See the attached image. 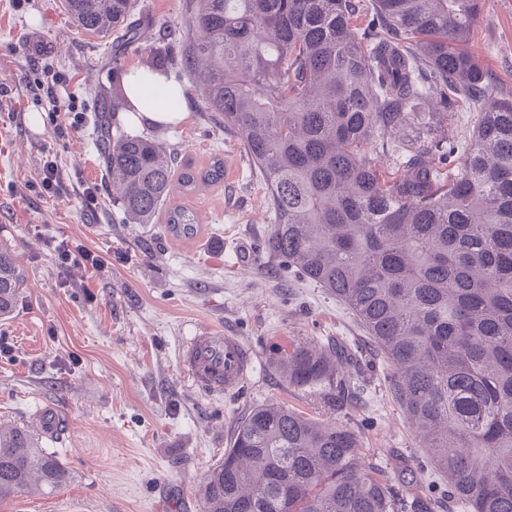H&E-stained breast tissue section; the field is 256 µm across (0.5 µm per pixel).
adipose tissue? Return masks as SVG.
<instances>
[{"instance_id":"adipose-tissue-1","label":"adipose tissue","mask_w":512,"mask_h":512,"mask_svg":"<svg viewBox=\"0 0 512 512\" xmlns=\"http://www.w3.org/2000/svg\"><path fill=\"white\" fill-rule=\"evenodd\" d=\"M166 84L167 98L163 101L148 102L143 95L146 82ZM125 96L134 105L137 115V124L157 125L160 123H174L184 117L182 103L185 99L184 89L174 82H167L165 76L160 74L146 75L143 70L129 69L121 80Z\"/></svg>"}]
</instances>
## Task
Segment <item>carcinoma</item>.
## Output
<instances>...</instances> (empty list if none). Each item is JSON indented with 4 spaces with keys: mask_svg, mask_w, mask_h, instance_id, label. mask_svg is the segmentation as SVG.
I'll return each instance as SVG.
<instances>
[{
    "mask_svg": "<svg viewBox=\"0 0 512 512\" xmlns=\"http://www.w3.org/2000/svg\"><path fill=\"white\" fill-rule=\"evenodd\" d=\"M186 61L206 107L232 130L265 180L275 216L269 250L346 305L389 369V386L448 480L462 512H512V94L469 49L483 0H190ZM77 26L106 35L132 0H66ZM442 111L421 106L431 92ZM479 108L457 172L448 113ZM414 126L418 135L397 140ZM97 137L130 224L194 231L166 206L224 179L157 140ZM376 145L402 158L384 178ZM0 250V319L22 292ZM302 343L280 360L288 384L326 385L346 410L360 391L342 361ZM64 468L18 429L0 430V502ZM204 512H435L359 454L343 425L277 404L252 408L205 478Z\"/></svg>",
    "mask_w": 512,
    "mask_h": 512,
    "instance_id": "cac0c4a2",
    "label": "carcinoma"
}]
</instances>
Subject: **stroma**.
Masks as SVG:
<instances>
[{
  "label": "stroma",
  "mask_w": 512,
  "mask_h": 512,
  "mask_svg": "<svg viewBox=\"0 0 512 512\" xmlns=\"http://www.w3.org/2000/svg\"><path fill=\"white\" fill-rule=\"evenodd\" d=\"M187 0H133L129 20L142 33L100 36L76 27L64 0H0V247L25 280L14 314L0 321V424L25 428L58 459L64 483L0 503V512H204L199 494L222 461L247 412L279 404L354 430L367 464L390 480L414 473L411 492L452 512L448 483L390 390L387 366L351 310L266 248L274 224L268 188L232 132L206 109L192 85L183 51ZM38 29L55 44L33 57L25 36ZM471 50L512 92V0H484ZM154 51L185 88V116L173 125L133 123L117 112L113 134L159 139L196 169L224 161L221 183L175 193L189 208L197 235L172 240L163 223H127L112 200L97 145L105 99L119 92L128 68ZM76 81L65 116L74 137L59 135L46 98L30 83ZM57 163L59 193H44L47 160ZM93 188L98 204L84 209ZM112 257L99 273L71 268L60 278V243ZM209 322L240 336L255 368L240 391L199 394L184 379L178 351L195 324ZM354 351L364 384L359 405L336 411L321 389L289 386L278 362L296 342ZM57 425L41 427L43 413Z\"/></svg>",
  "instance_id": "obj_1"
}]
</instances>
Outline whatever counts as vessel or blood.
<instances>
[{"instance_id": "obj_1", "label": "vessel or blood", "mask_w": 512, "mask_h": 512, "mask_svg": "<svg viewBox=\"0 0 512 512\" xmlns=\"http://www.w3.org/2000/svg\"><path fill=\"white\" fill-rule=\"evenodd\" d=\"M179 365L196 390L221 397L243 387L253 367V355L240 337L200 323L182 344Z\"/></svg>"}]
</instances>
